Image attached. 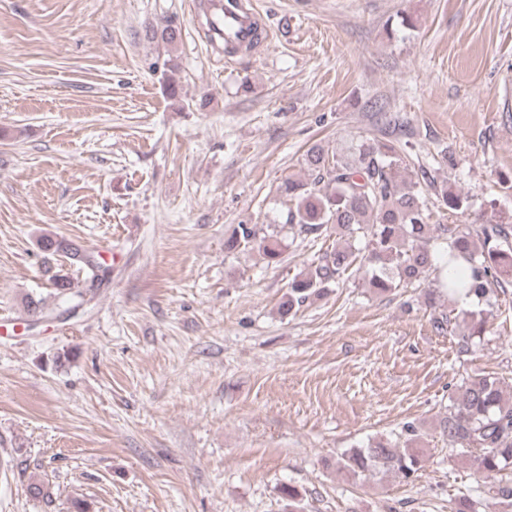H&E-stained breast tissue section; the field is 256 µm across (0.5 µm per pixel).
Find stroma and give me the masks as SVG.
Returning <instances> with one entry per match:
<instances>
[{
	"label": "stroma",
	"instance_id": "stroma-1",
	"mask_svg": "<svg viewBox=\"0 0 512 512\" xmlns=\"http://www.w3.org/2000/svg\"><path fill=\"white\" fill-rule=\"evenodd\" d=\"M254 2L267 35L228 60L201 0H0V512H512L435 431L463 378L512 387V286L471 303L490 331L462 353L431 326L440 272L387 295L349 272L284 317L326 240L295 236L275 267L224 248L239 223H280L277 186L310 145L391 122L433 223L512 215V0ZM168 22L177 46L147 39ZM445 184L467 210L441 208ZM46 238L109 270L95 284L55 260L75 314L54 313ZM408 421L414 481L336 472Z\"/></svg>",
	"mask_w": 512,
	"mask_h": 512
}]
</instances>
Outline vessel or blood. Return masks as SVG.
<instances>
[{
	"instance_id": "b4317fda",
	"label": "vessel or blood",
	"mask_w": 512,
	"mask_h": 512,
	"mask_svg": "<svg viewBox=\"0 0 512 512\" xmlns=\"http://www.w3.org/2000/svg\"><path fill=\"white\" fill-rule=\"evenodd\" d=\"M204 7L214 18L212 45L229 43L244 49L254 44L256 8L246 6L244 0H205Z\"/></svg>"
}]
</instances>
